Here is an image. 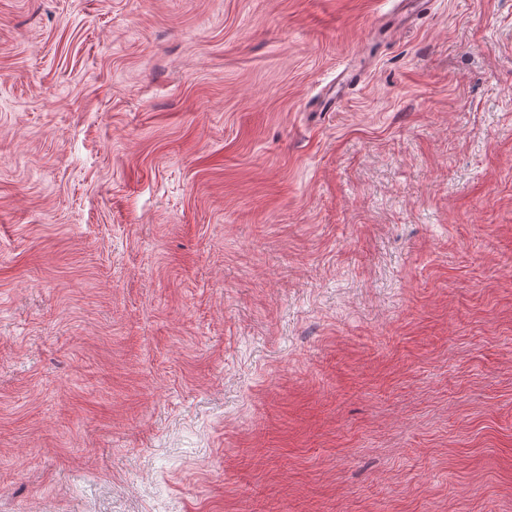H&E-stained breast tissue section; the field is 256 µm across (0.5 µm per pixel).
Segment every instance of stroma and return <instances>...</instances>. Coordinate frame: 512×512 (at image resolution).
Instances as JSON below:
<instances>
[{"label":"stroma","instance_id":"35a3bbf8","mask_svg":"<svg viewBox=\"0 0 512 512\" xmlns=\"http://www.w3.org/2000/svg\"><path fill=\"white\" fill-rule=\"evenodd\" d=\"M0 0V512H512V0Z\"/></svg>","mask_w":512,"mask_h":512}]
</instances>
